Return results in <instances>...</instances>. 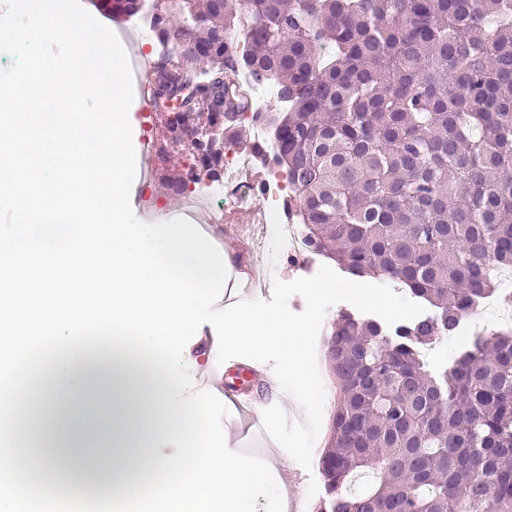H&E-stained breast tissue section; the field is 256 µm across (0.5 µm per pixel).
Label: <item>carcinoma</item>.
Instances as JSON below:
<instances>
[{"mask_svg": "<svg viewBox=\"0 0 512 512\" xmlns=\"http://www.w3.org/2000/svg\"><path fill=\"white\" fill-rule=\"evenodd\" d=\"M162 35L154 102L179 101L183 135L218 113L241 142L254 86L283 104L272 125L288 207L314 252L389 279L426 308L388 326L339 311L326 342L336 406L318 512H512V329L453 336L512 270V0H188ZM249 18L247 49L227 36ZM248 73L232 81L229 74ZM218 170L224 144L191 150ZM480 318L481 320H477ZM476 324L496 326L495 316L491 312L478 314L470 321H466L456 336H446L440 339L439 343L428 351V360L432 366H438L446 360L469 338Z\"/></svg>", "mask_w": 512, "mask_h": 512, "instance_id": "carcinoma-1", "label": "carcinoma"}]
</instances>
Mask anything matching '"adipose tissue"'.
<instances>
[{"mask_svg": "<svg viewBox=\"0 0 512 512\" xmlns=\"http://www.w3.org/2000/svg\"><path fill=\"white\" fill-rule=\"evenodd\" d=\"M19 420V459L35 480L52 483L59 512H75L89 490L127 512L129 473L149 480L171 467L142 447L153 432L195 448L173 466L178 480L158 492L164 512H232L261 477L235 452L205 448L206 402L173 401L157 368L125 350H74L57 359L32 386Z\"/></svg>", "mask_w": 512, "mask_h": 512, "instance_id": "ef3b65f1", "label": "adipose tissue"}]
</instances>
